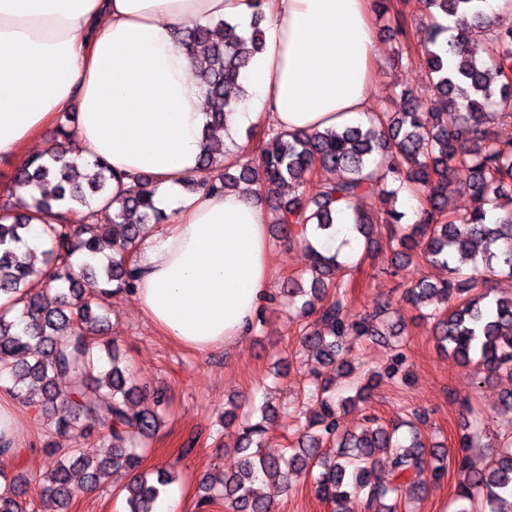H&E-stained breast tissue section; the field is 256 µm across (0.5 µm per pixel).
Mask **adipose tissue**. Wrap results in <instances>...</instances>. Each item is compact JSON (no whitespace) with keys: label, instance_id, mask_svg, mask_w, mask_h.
Listing matches in <instances>:
<instances>
[{"label":"adipose tissue","instance_id":"obj_1","mask_svg":"<svg viewBox=\"0 0 512 512\" xmlns=\"http://www.w3.org/2000/svg\"><path fill=\"white\" fill-rule=\"evenodd\" d=\"M265 39L245 73L252 97L231 130L326 131L373 108L375 0H265ZM253 0H0V158L23 162L38 135L77 109L79 168L103 159L112 193L151 175L197 176L206 100L176 43L193 23H245ZM167 216L139 244L134 300L164 336L198 351L238 345L272 276L257 191L157 200Z\"/></svg>","mask_w":512,"mask_h":512}]
</instances>
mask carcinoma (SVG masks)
<instances>
[{"mask_svg": "<svg viewBox=\"0 0 512 512\" xmlns=\"http://www.w3.org/2000/svg\"><path fill=\"white\" fill-rule=\"evenodd\" d=\"M486 0H426L430 36L418 53L445 97L440 110L419 112L408 105L401 112H379L372 126H347L327 133L268 130L255 152L213 179L192 182L193 190L229 191L241 182L257 183L271 194L291 183L295 193L272 206L271 223L288 245H300L309 255L306 275L289 277L277 289L301 317L302 346L317 360L350 375L352 342L368 336L392 343L387 376L403 373L402 326L390 319L391 302H377L367 316L345 315L346 265L336 253L314 246L309 234L336 229L340 202L374 193L398 201L406 191L420 197L417 220L402 223L405 213L391 208L383 216L354 210L352 231L373 246L374 228H389L395 258L421 259L448 269L441 283L421 281L404 298L417 309L431 307L420 318L430 324L439 351L467 366L476 361L489 374L512 380V295L492 297L483 289L487 276L504 270L512 275V142L498 140L487 124L512 118V29L498 31L479 46L463 31L447 44L439 41L433 21L458 13L486 24ZM263 0H255L250 36L236 33L227 21L191 23L177 33V46L196 59L197 76L210 104L206 149L200 167L216 165L229 151L224 135L235 106L230 93L263 46ZM73 116L59 122L47 152L16 170L14 183L26 195L8 198L0 214V297L23 308L0 306V389L19 403L44 413L62 415L48 423L55 440L43 452L47 469L38 479L39 499L29 495V482L12 477L10 491L0 494V512H63L89 487L129 476L121 487L125 512H156V504L178 474L176 464L142 469L147 442L170 413V397L162 387L138 385L118 350L97 339L105 329L108 301L131 291L138 280V245L149 227L164 221L155 207L156 188L141 177L123 196L112 199V168L103 160L81 174L74 159L69 129ZM468 173L461 189L472 199L464 214L448 212V198L457 188L448 183V165ZM324 176L318 195L303 194L306 177ZM84 213L73 224L69 213ZM55 220L42 225L43 267L30 252L17 253L31 232V213ZM376 375L348 385L344 396L336 381L313 375L303 389L305 421L297 422L294 446L279 456L263 453L265 422L276 414L237 401L224 408V424L238 422L234 452L237 470L201 485L197 507L222 502L224 512H271L256 484L272 482L290 489L310 480L315 496L329 512H345L358 498L363 512H408L403 492L418 497L427 481L448 473V451L428 447L418 427L421 415L384 425L365 418L360 431L343 428L348 408L367 401ZM141 405L134 411L132 406ZM108 431L111 453L101 459L85 456L81 441L97 428ZM470 425L458 438L454 512H512V442L494 445L480 469L471 466L474 448ZM386 461L390 479L373 480ZM84 481L76 484L73 472Z\"/></svg>", "mask_w": 512, "mask_h": 512, "instance_id": "carcinoma-1", "label": "carcinoma"}]
</instances>
